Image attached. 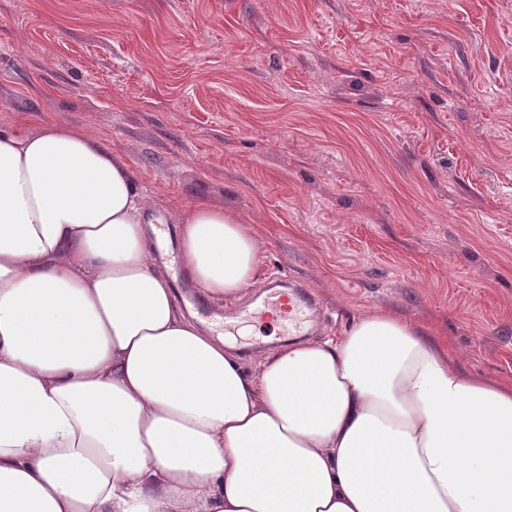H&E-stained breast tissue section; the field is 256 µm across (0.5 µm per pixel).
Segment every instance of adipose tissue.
Segmentation results:
<instances>
[{"mask_svg":"<svg viewBox=\"0 0 512 512\" xmlns=\"http://www.w3.org/2000/svg\"><path fill=\"white\" fill-rule=\"evenodd\" d=\"M167 220L214 311L258 286L240 215ZM152 221L92 135L0 131V512H512V384L385 312L246 369ZM162 225L163 224H147V226H146V228L150 232H151V229L153 227L160 232L161 247L155 253V257H156L157 261L159 263H161L163 261L168 263V265L172 268L171 273H172L173 277L175 278V282L177 280H179V279L180 280H185V281L189 282L194 287V285H193L194 283L188 278V276H186L183 273V269L181 267V262H180V258H179L180 245H179V229H178V225L177 224H165V227L167 228V230L168 231L171 230L173 232V234H174L175 240H174L173 247L171 245V241L168 238V234L161 229ZM166 245H168L169 253H168V251L166 249L165 254L166 255L169 254V255L168 256H163L162 251H163V249L166 248L165 247ZM175 282H173L174 283V288L176 287Z\"/></svg>","mask_w":512,"mask_h":512,"instance_id":"1","label":"adipose tissue"}]
</instances>
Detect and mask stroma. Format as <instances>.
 <instances>
[{
    "mask_svg": "<svg viewBox=\"0 0 512 512\" xmlns=\"http://www.w3.org/2000/svg\"><path fill=\"white\" fill-rule=\"evenodd\" d=\"M59 125L160 210L254 224L309 340L387 310L512 382V0H0V130ZM244 361L285 343L256 320ZM316 301L293 302L288 297V327L291 325L293 329H300L302 326H314Z\"/></svg>",
    "mask_w": 512,
    "mask_h": 512,
    "instance_id": "obj_1",
    "label": "stroma"
}]
</instances>
